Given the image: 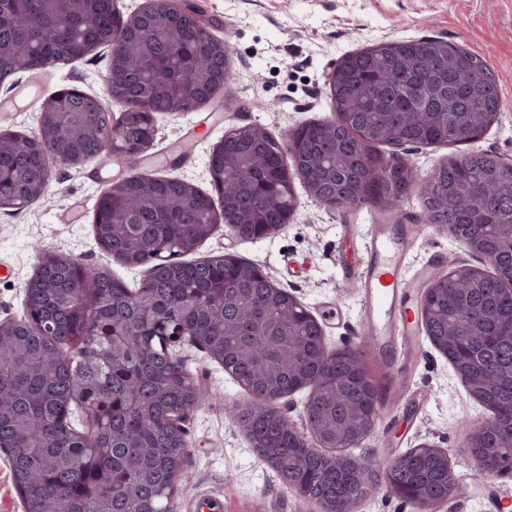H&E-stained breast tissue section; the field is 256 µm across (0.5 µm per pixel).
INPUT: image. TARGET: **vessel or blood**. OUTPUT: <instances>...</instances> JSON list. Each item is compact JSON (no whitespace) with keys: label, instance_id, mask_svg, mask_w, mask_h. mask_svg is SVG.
Segmentation results:
<instances>
[{"label":"vessel or blood","instance_id":"obj_1","mask_svg":"<svg viewBox=\"0 0 512 512\" xmlns=\"http://www.w3.org/2000/svg\"><path fill=\"white\" fill-rule=\"evenodd\" d=\"M404 247V241L388 226H381L366 264L353 275L357 287L365 292L372 335H388L393 323L407 315L410 284L401 262Z\"/></svg>","mask_w":512,"mask_h":512}]
</instances>
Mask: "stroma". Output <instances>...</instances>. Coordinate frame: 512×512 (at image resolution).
I'll return each instance as SVG.
<instances>
[{"label":"stroma","mask_w":512,"mask_h":512,"mask_svg":"<svg viewBox=\"0 0 512 512\" xmlns=\"http://www.w3.org/2000/svg\"><path fill=\"white\" fill-rule=\"evenodd\" d=\"M212 33L235 47L236 79L214 102L195 112H160L151 157L139 166L120 159L89 161L54 169L48 194L19 210H0V320L26 316L25 287L38 260L34 242L80 258L137 287L140 272L102 251L94 240L93 210L114 182L143 170L182 179L213 194L208 157L225 131L258 125L274 138L309 122L333 119L327 74L344 55L385 40L443 38L479 54L494 72L503 112L477 142V149L512 161V0H193ZM107 51L61 62L42 71L19 72L0 83V132L28 134L39 107L61 88L103 95ZM383 156L402 158L419 179L459 147L382 146ZM298 208L278 235L243 241L227 227L199 244L193 259L232 253L250 260L278 287L293 294L322 325L329 349L360 348L362 360L383 393L380 420L356 448L387 464L427 443L444 449L461 488L439 512H512V475L487 477L473 467L464 447L466 427L486 422L481 407L433 346L422 322L412 329L394 324L389 336L363 345L362 294L342 269L360 264L374 225L410 234L405 266L420 303L429 273L479 264L447 228L416 224L421 199L412 195L399 208L376 203L329 211L297 186ZM188 371L205 386L209 401L186 421L188 459L175 497L176 512L220 495L224 512H318L311 501L289 492L276 473L256 457L244 431L226 418L230 406L245 407L249 392L200 348L179 349Z\"/></svg>","instance_id":"1"}]
</instances>
